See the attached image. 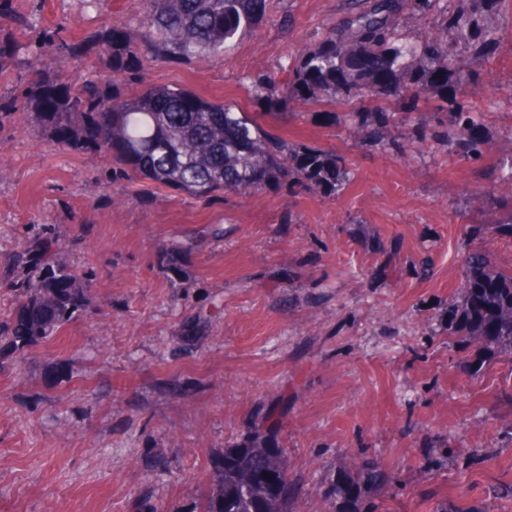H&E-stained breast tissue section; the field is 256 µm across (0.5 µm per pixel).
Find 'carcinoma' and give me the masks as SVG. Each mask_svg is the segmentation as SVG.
Segmentation results:
<instances>
[{"label":"carcinoma","mask_w":512,"mask_h":512,"mask_svg":"<svg viewBox=\"0 0 512 512\" xmlns=\"http://www.w3.org/2000/svg\"><path fill=\"white\" fill-rule=\"evenodd\" d=\"M350 16L318 33L314 44L300 53L299 65L287 70L281 83L265 75L253 84L254 97L267 103L285 87L306 101L328 100L341 105L384 101L378 120L386 124L397 112H416V143H452L456 129L469 134L463 155L479 153L477 106L448 97L453 77L462 72L456 44L481 42L473 61H484L481 48L500 42L498 31L482 24L491 0H467L461 10L448 12V0H357ZM142 42L124 27H112L69 41L62 29L45 37L42 47L60 62L77 59L91 47L110 61L106 80L73 83L63 70L49 73L30 62L16 100L0 111L22 110L43 119L54 140L86 152H108L135 178L194 197L224 193L249 194L267 186L292 191L304 186L332 195L343 186L346 160L302 143L290 144L267 126L266 112H249L232 101L209 99L191 89L146 84L125 89L133 71L151 59H206L223 53L234 40L257 29L267 14L268 0H143ZM410 12L433 33L412 41L399 28L398 16ZM456 39L448 41V30ZM16 40L0 36V70L15 61ZM451 104L453 125L428 130L420 104L443 108ZM13 281L15 307L0 320V357L18 363L28 348L52 337L85 310V293L77 277L56 258L49 239L29 241L18 257ZM466 287L448 319V334L475 356L476 373L494 357L512 365V271L494 263L482 246L463 258ZM287 452L272 447L260 453L245 444L224 449L212 461L210 491L195 512H292L296 490ZM252 479L242 482L241 474ZM334 512H374L362 483L344 475L328 490Z\"/></svg>","instance_id":"obj_1"}]
</instances>
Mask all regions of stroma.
I'll return each mask as SVG.
<instances>
[{
    "mask_svg": "<svg viewBox=\"0 0 512 512\" xmlns=\"http://www.w3.org/2000/svg\"><path fill=\"white\" fill-rule=\"evenodd\" d=\"M27 25L0 76L12 101L28 59L49 71L44 32L78 40L115 26L142 35L141 0H13ZM350 0H273L225 55L154 60L128 76L261 111L253 79L292 66ZM501 41L467 66L460 92L484 113L479 160L421 152L411 118L379 125L344 106L280 98L271 125L290 143L345 156L334 196L299 187L196 198L128 177L104 152L56 143L33 113L0 112V313L28 240H54L85 291L84 314L0 359V512H190L212 457L273 430L308 512L351 461L377 470L376 512L479 504L512 512V369L466 372L447 331L462 256L512 240L472 227L512 220V0L485 15ZM179 251L180 269L161 264ZM162 454L166 465L153 468ZM436 457L431 469L423 458Z\"/></svg>",
    "mask_w": 512,
    "mask_h": 512,
    "instance_id": "35a3bbf8",
    "label": "stroma"
}]
</instances>
